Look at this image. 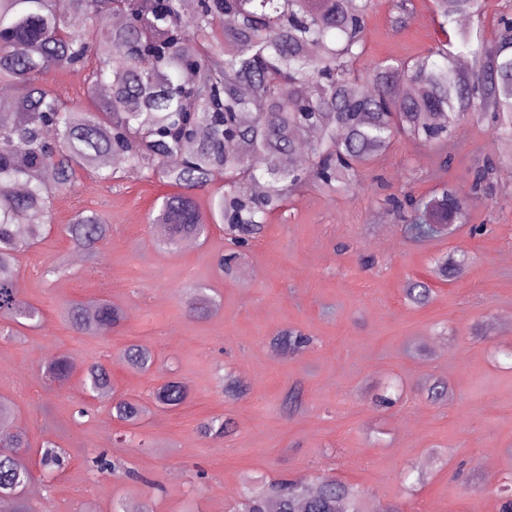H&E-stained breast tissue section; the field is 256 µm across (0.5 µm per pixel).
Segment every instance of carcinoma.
Masks as SVG:
<instances>
[{"instance_id": "1", "label": "carcinoma", "mask_w": 512, "mask_h": 512, "mask_svg": "<svg viewBox=\"0 0 512 512\" xmlns=\"http://www.w3.org/2000/svg\"><path fill=\"white\" fill-rule=\"evenodd\" d=\"M441 39L425 53L395 63L358 65L365 55L364 28L375 0H0V82L17 89L0 100V182H22L26 191L0 197V335L22 320L40 322V311L19 297L20 254L43 238L55 194L82 172L110 183L139 172L180 189L163 198L152 223L164 228L162 243L175 246L208 231L192 191L224 175V190L209 209L224 235L243 246L283 209L306 182L335 191L356 182L362 169L400 136L442 147L464 120L489 117L512 132V27L505 19L493 39L481 22L482 0H431ZM125 19L112 26V17ZM85 19L75 30L70 19ZM476 24L462 28L461 17ZM23 43L26 52L15 47ZM48 70L81 76L89 104L65 101L40 83ZM207 136H198L199 130ZM238 150L228 149L229 143ZM304 144L308 166L288 162ZM406 232L415 240L467 223V196L444 187L410 200ZM112 225L98 213H81L64 232L72 247L92 253ZM407 299L425 306L431 288L411 282ZM203 319L215 307L204 288L185 302ZM72 329L93 337L102 325L122 326V309L107 299L67 306ZM311 337L287 332L272 339L283 351L308 346ZM128 369L147 372L151 348L131 342L119 355ZM67 383L73 366L65 355L46 369ZM85 392L114 391L110 369L99 362L81 374ZM235 375L224 374V397L240 398ZM427 399L442 403L448 384L435 379ZM189 387L170 377L152 391L155 404L176 409ZM13 404L0 400V512H23L33 480L19 450L26 436L10 429ZM111 419L128 427L125 443L147 413L137 400L112 399ZM231 421L199 425L204 437L229 432ZM101 474L145 476L109 460L90 457ZM65 463L49 443L41 464L49 472ZM237 512H366L351 484L323 478L315 489L294 480L247 488Z\"/></svg>"}]
</instances>
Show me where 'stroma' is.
Returning a JSON list of instances; mask_svg holds the SVG:
<instances>
[{"instance_id":"35a3bbf8","label":"stroma","mask_w":512,"mask_h":512,"mask_svg":"<svg viewBox=\"0 0 512 512\" xmlns=\"http://www.w3.org/2000/svg\"><path fill=\"white\" fill-rule=\"evenodd\" d=\"M431 0H412L404 26L390 17V0H379L365 26L364 64L414 57L438 38ZM452 156L437 171L435 153L403 138L363 169L351 190L324 193L306 187L271 215L247 250L241 268L221 271L217 254L229 244L213 225L212 179L195 197L207 237L159 246L161 231L150 213L170 185L142 177L101 183L82 174L53 203L55 230L21 254L22 300L43 316L39 326L0 337V399L13 403L29 445L20 455L32 469L30 512H130L150 501L153 512H232L238 483L255 476L315 482L332 477L358 485L369 504L391 502L402 512H497L512 475V137L488 123L462 122L443 148ZM495 166L478 191L470 186L486 160ZM470 190L469 222L447 236L415 241L382 200L416 197L443 185ZM82 211H95L112 236L95 260L77 257L57 231ZM487 225L484 235L471 225ZM466 257L448 278L432 271L435 258ZM374 256L373 268L362 259ZM426 282L431 301L409 304V282ZM216 298L210 317L185 308L192 288ZM103 298L125 312L122 327L87 337L69 325L72 301ZM312 336L310 346L285 356L271 339L285 330ZM131 342L150 346L156 363L146 373L123 366L118 355ZM67 355L76 368L91 362L112 369L117 394L150 402L154 386L176 377L190 387L182 407L159 411L138 431L139 447H118L122 424L110 420L106 403L88 396L79 376L58 385L45 374V351ZM232 370L245 395L228 402L219 387ZM447 380L450 397L426 398L428 380ZM398 382L397 405L376 407L373 396ZM301 385L304 403L289 412L284 395ZM86 416H78L79 408ZM232 420L221 438H205L199 424L213 416ZM55 442L68 463L54 478H40L41 447ZM105 451L127 470L91 472L85 457ZM426 476L415 491L402 473ZM236 487H228V479Z\"/></svg>"}]
</instances>
